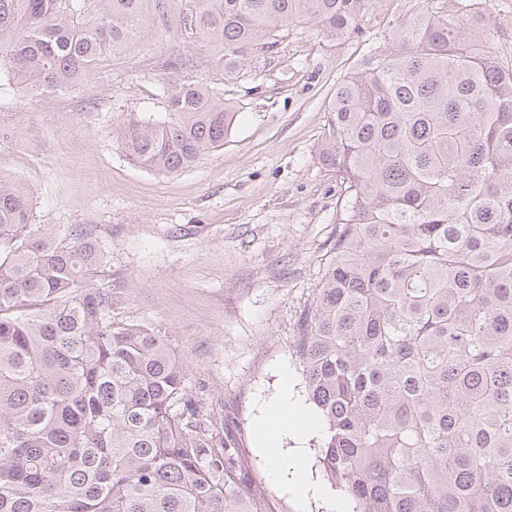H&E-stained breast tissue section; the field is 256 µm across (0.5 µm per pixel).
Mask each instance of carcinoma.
I'll return each mask as SVG.
<instances>
[{"mask_svg": "<svg viewBox=\"0 0 512 512\" xmlns=\"http://www.w3.org/2000/svg\"><path fill=\"white\" fill-rule=\"evenodd\" d=\"M138 2L0 0V73L22 100L72 89ZM446 2L336 84L318 154L342 208L293 350L351 512H512V66ZM367 5L192 0L183 25L232 71L288 22L342 39ZM167 102L114 128L132 163L175 174L224 147L222 95L175 80ZM105 258L0 176V512H261L164 337L112 321Z\"/></svg>", "mask_w": 512, "mask_h": 512, "instance_id": "carcinoma-1", "label": "carcinoma"}]
</instances>
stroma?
<instances>
[{
    "instance_id": "obj_1",
    "label": "stroma",
    "mask_w": 512,
    "mask_h": 512,
    "mask_svg": "<svg viewBox=\"0 0 512 512\" xmlns=\"http://www.w3.org/2000/svg\"><path fill=\"white\" fill-rule=\"evenodd\" d=\"M417 3L369 0L341 40L290 23L230 71L217 44L185 31L191 0H141L134 36L69 93L22 102L0 78V120L16 129L0 141V176L28 188L38 226L92 230L107 252L95 284L112 291L113 321L167 337L263 512H326L271 478L257 424L282 369L301 372L297 323L336 239L340 186L318 162L331 97ZM179 79L222 94L233 129L192 168H139L112 129L131 112H166Z\"/></svg>"
}]
</instances>
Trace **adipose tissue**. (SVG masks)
Masks as SVG:
<instances>
[{"instance_id":"obj_1","label":"adipose tissue","mask_w":512,"mask_h":512,"mask_svg":"<svg viewBox=\"0 0 512 512\" xmlns=\"http://www.w3.org/2000/svg\"><path fill=\"white\" fill-rule=\"evenodd\" d=\"M294 387L293 374L290 370H283L281 390L266 405L258 422L270 474L300 501L324 496L331 512H347L346 502L337 496L327 495L308 470L303 443L309 436L320 433L321 425L308 406L296 396ZM289 437L296 441V448H283V440Z\"/></svg>"}]
</instances>
